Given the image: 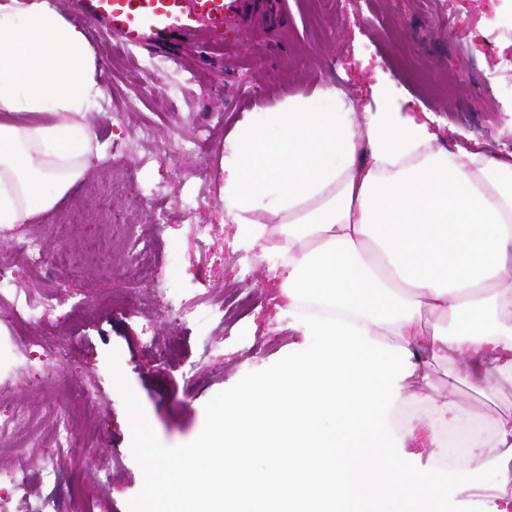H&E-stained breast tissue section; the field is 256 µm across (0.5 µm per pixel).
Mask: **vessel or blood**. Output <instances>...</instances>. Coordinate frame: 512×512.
I'll use <instances>...</instances> for the list:
<instances>
[{
  "instance_id": "obj_1",
  "label": "vessel or blood",
  "mask_w": 512,
  "mask_h": 512,
  "mask_svg": "<svg viewBox=\"0 0 512 512\" xmlns=\"http://www.w3.org/2000/svg\"><path fill=\"white\" fill-rule=\"evenodd\" d=\"M64 10L98 17L127 50L180 36L203 43L223 41L244 0H64Z\"/></svg>"
}]
</instances>
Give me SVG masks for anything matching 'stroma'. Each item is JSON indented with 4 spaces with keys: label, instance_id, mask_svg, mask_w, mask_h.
<instances>
[{
    "label": "stroma",
    "instance_id": "35a3bbf8",
    "mask_svg": "<svg viewBox=\"0 0 512 512\" xmlns=\"http://www.w3.org/2000/svg\"><path fill=\"white\" fill-rule=\"evenodd\" d=\"M455 22L460 36L452 40L448 29ZM79 24L99 63L103 96L89 120L106 156L33 223L49 256L59 245L54 225L76 211L96 220L91 190L113 187L112 210L128 224L141 223L142 205L151 203L166 226L150 246L166 282L160 288L140 282L129 243L111 240V280L86 274L80 312L58 307L38 327L70 348L52 366L66 388L56 393L32 380L18 385L0 371V412L27 406L33 430L49 443L56 409L82 411L84 388L94 385L89 423L102 442L69 457L67 472L111 471L105 484L84 485L88 512H147L149 468L175 465L223 418L225 399L258 389L310 344L270 300L277 256L263 240L242 247L236 225L224 221L219 160L237 124L326 88L322 109H388L429 120L446 149L487 141L498 155L512 154V0H249L239 31L211 55L183 40L132 55L95 19ZM191 224L215 227L207 262L186 234ZM12 270L20 292L66 288L52 267L33 270L15 258ZM242 284L257 304L223 326L203 317L181 321L171 311L193 296ZM116 286L126 299L121 308L106 301ZM148 333L177 337L176 358L163 359L146 346ZM207 341L215 347L208 359L202 356ZM190 370L199 378L192 389L185 382ZM438 423L434 414L412 420L418 438L404 450L409 461L431 466ZM41 465L39 450L20 461L0 448V492L13 494L14 512H51L53 488L38 493L13 483L18 469L33 473Z\"/></svg>",
    "mask_w": 512,
    "mask_h": 512
}]
</instances>
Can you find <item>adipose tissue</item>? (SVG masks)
Returning <instances> with one entry per match:
<instances>
[{
  "instance_id": "adipose-tissue-1",
  "label": "adipose tissue",
  "mask_w": 512,
  "mask_h": 512,
  "mask_svg": "<svg viewBox=\"0 0 512 512\" xmlns=\"http://www.w3.org/2000/svg\"><path fill=\"white\" fill-rule=\"evenodd\" d=\"M103 95L85 30L51 0L0 5V225L52 211L105 153L88 116ZM319 95L248 118L221 160L225 214L242 241L269 236L288 327L312 337L262 389L225 400L185 467L220 448L224 483L195 512H440L438 470L400 468L381 443L407 390L436 373L491 398L512 388V159L435 147L396 113L318 111ZM468 316L448 327L459 310ZM489 456L463 457L462 491L512 485V411ZM262 465H254L253 455ZM493 470L495 482L484 478Z\"/></svg>"
}]
</instances>
